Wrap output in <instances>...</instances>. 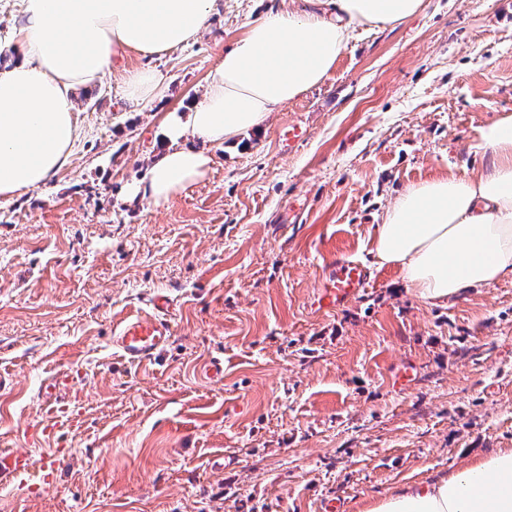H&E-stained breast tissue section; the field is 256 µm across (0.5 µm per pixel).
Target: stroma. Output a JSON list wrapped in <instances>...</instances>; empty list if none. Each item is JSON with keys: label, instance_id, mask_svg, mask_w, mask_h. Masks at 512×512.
<instances>
[{"label": "stroma", "instance_id": "1", "mask_svg": "<svg viewBox=\"0 0 512 512\" xmlns=\"http://www.w3.org/2000/svg\"><path fill=\"white\" fill-rule=\"evenodd\" d=\"M301 5L216 0L196 41L116 58L74 92L67 164L0 199V450L68 453L50 492L0 484V512H361L512 448V279L436 306L374 252L379 213L419 181L477 174L478 129L512 114V0H425L356 27L323 83L212 148L206 179L162 206L125 192L245 24ZM142 67L165 93L132 109L119 84ZM293 122L306 136L281 152ZM340 254L371 281L312 312ZM158 291L174 340L127 365L112 332ZM56 373L51 407L39 390Z\"/></svg>", "mask_w": 512, "mask_h": 512}]
</instances>
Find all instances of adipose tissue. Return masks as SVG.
Returning a JSON list of instances; mask_svg holds the SVG:
<instances>
[{"label":"adipose tissue","mask_w":512,"mask_h":512,"mask_svg":"<svg viewBox=\"0 0 512 512\" xmlns=\"http://www.w3.org/2000/svg\"><path fill=\"white\" fill-rule=\"evenodd\" d=\"M214 0H21L23 22L0 66V197L44 186L77 135L71 91L92 85L120 53L162 55L207 27ZM424 0H304L297 11L249 21L210 73L202 97L168 113L162 150L126 192L160 206L206 177L211 148L258 127L269 112L321 84L354 27L391 26ZM162 94L151 69L125 74L121 97ZM489 161L473 177L439 176L405 189L380 217L375 252L419 299L447 304L465 290L512 278V114L484 125ZM363 512H512V448L448 477L405 486Z\"/></svg>","instance_id":"1"}]
</instances>
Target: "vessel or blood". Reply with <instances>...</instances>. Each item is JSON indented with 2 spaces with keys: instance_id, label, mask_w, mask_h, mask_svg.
I'll return each instance as SVG.
<instances>
[{
  "instance_id": "b4317fda",
  "label": "vessel or blood",
  "mask_w": 512,
  "mask_h": 512,
  "mask_svg": "<svg viewBox=\"0 0 512 512\" xmlns=\"http://www.w3.org/2000/svg\"><path fill=\"white\" fill-rule=\"evenodd\" d=\"M370 279V270L365 263L345 256L337 257L324 270L309 306L317 313L340 310L364 292ZM148 306L147 315L126 320L113 332V350L131 365L159 359L174 339L170 297L161 292L154 293L148 299ZM66 458L60 448L49 449L38 460L24 452L1 451L0 483L19 485L30 473L36 472L40 475V488H54Z\"/></svg>"
}]
</instances>
